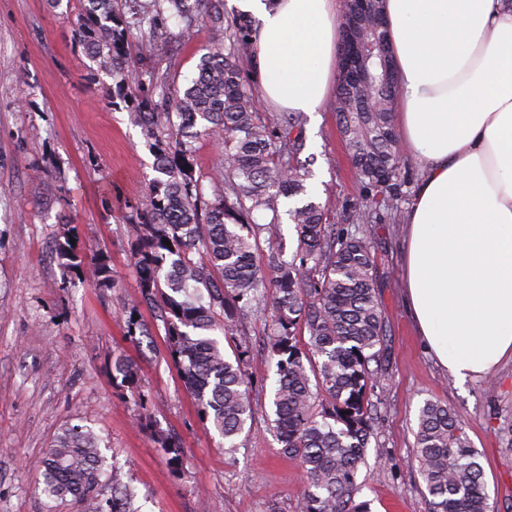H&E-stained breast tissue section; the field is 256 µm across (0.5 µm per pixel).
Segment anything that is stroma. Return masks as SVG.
I'll return each mask as SVG.
<instances>
[{
    "label": "stroma",
    "mask_w": 512,
    "mask_h": 512,
    "mask_svg": "<svg viewBox=\"0 0 512 512\" xmlns=\"http://www.w3.org/2000/svg\"><path fill=\"white\" fill-rule=\"evenodd\" d=\"M84 0H0V512H92L64 496L48 500L35 484L38 464L61 431L91 427L106 462L123 468L137 512H294L304 473L278 453L270 430L274 368L254 356L255 421L240 448L199 419L167 356L162 335L126 334L118 298L136 300L138 273L123 220L154 177V157L125 104H113L112 80L98 72L74 26ZM128 24L132 69L166 92L184 90L212 39L209 24L184 35L169 21L166 42L141 57L148 0H117ZM402 197L376 223L349 220L364 197L336 124L334 99L304 120L303 156L313 158L306 194L349 232L371 237L375 288L386 322L387 374L374 445L357 482L371 512H427L415 458L418 409L448 403L479 454L494 512H512V358L490 377L458 383L418 336L404 297L406 208L420 178L405 148ZM81 246L110 260L116 290L65 283L52 256L64 224ZM139 366L136 388L112 382L113 356ZM183 447L173 474L148 422ZM156 427V428H157Z\"/></svg>",
    "instance_id": "obj_1"
}]
</instances>
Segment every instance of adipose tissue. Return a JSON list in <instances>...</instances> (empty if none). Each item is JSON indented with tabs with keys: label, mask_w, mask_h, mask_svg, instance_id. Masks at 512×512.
<instances>
[{
	"label": "adipose tissue",
	"mask_w": 512,
	"mask_h": 512,
	"mask_svg": "<svg viewBox=\"0 0 512 512\" xmlns=\"http://www.w3.org/2000/svg\"><path fill=\"white\" fill-rule=\"evenodd\" d=\"M259 21L262 101L318 112L342 42L335 0H233ZM399 133L422 174L407 208V304L457 379L512 356V5L382 0Z\"/></svg>",
	"instance_id": "obj_1"
}]
</instances>
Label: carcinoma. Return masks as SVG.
I'll return each instance as SVG.
<instances>
[{
    "instance_id": "obj_1",
    "label": "carcinoma",
    "mask_w": 512,
    "mask_h": 512,
    "mask_svg": "<svg viewBox=\"0 0 512 512\" xmlns=\"http://www.w3.org/2000/svg\"><path fill=\"white\" fill-rule=\"evenodd\" d=\"M142 56L164 43L174 18L191 34L203 19L216 34L202 53L191 84L171 99L129 70L124 21L116 0H86L75 37L112 75V97L132 103L130 120L150 140L157 173L123 216L139 276L140 300L124 302L127 335L150 338L164 331L169 356L183 385L197 401L198 415L232 451L251 431L254 406L247 374L250 350L238 342L227 354L224 338L237 335L243 320L265 322L261 356L275 364L272 432L279 453L305 471L307 482L295 512H370L356 502L357 476L377 420L375 400L383 376L386 325L374 287L371 240L331 221L315 202L287 207L311 176L303 150L301 112L259 111L243 73L250 53L251 20L224 25L223 0H153ZM345 36L368 45L384 43V54L368 55V79L339 83L336 119L365 196L352 218L370 224L377 209L398 208V133L391 113L397 94L389 67L387 31L374 13L347 18ZM178 122H173V119ZM208 137L224 145L212 180L220 194L203 200L187 140ZM290 221L297 246L285 258L280 243L264 233ZM75 227L57 237L54 257L64 271L99 289L114 287L112 268L101 251L92 254L70 240ZM170 244H165L164 240ZM267 248H262L261 241ZM153 323L138 318L139 306ZM138 365L112 359V382L132 387ZM157 442L173 467L181 442L160 431ZM415 457L429 512H491L483 467L455 411L427 399L417 416ZM104 459L93 429L71 425L41 460L40 492L96 500L95 512H136L133 489L112 473V495L98 500Z\"/></svg>"
}]
</instances>
